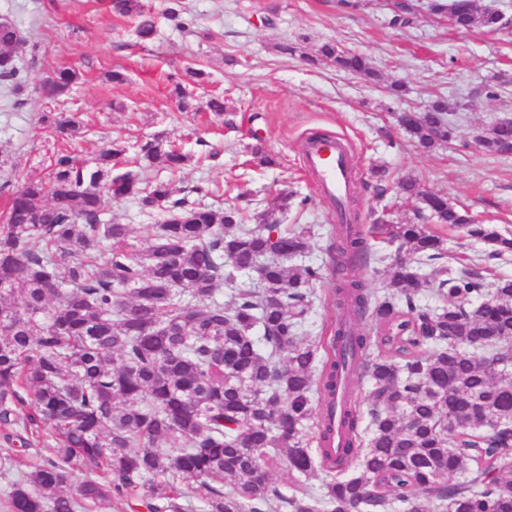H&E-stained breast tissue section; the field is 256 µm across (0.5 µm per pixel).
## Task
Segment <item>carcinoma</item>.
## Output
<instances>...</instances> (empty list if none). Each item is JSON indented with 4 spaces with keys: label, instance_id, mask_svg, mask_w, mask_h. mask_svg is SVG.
<instances>
[{
    "label": "carcinoma",
    "instance_id": "obj_1",
    "mask_svg": "<svg viewBox=\"0 0 512 512\" xmlns=\"http://www.w3.org/2000/svg\"><path fill=\"white\" fill-rule=\"evenodd\" d=\"M112 12L136 21L137 35L158 33L141 0H111ZM455 13L456 28L502 27V15L435 0ZM408 2L392 8V24H411ZM17 27L0 20V87L23 105L25 80L13 51ZM321 57L366 77L369 59L326 43ZM73 69L48 78V98L65 95ZM413 145L430 152L450 140L448 100L424 112L399 113ZM42 121L75 137L81 127L64 113ZM479 146L512 154V119L497 122ZM140 153L164 168L190 157L157 137ZM126 164L111 141L98 165L68 150L51 159V190L14 174L8 211L0 217V423L33 432L50 428L55 458L21 471L9 495L11 512H81L113 497L132 512H512V279L487 291L488 265L512 255V237L476 222L447 197L420 190L407 176L398 193L417 198L439 223L487 246L455 273H419L447 258L444 240L424 224L373 229L409 247L390 263L381 295L351 276L375 257L363 231L341 224L329 249L342 315L327 336H302L313 284L322 268L293 265L310 249V232L285 230L277 214L291 196L277 194L255 213L254 226L230 205L190 200L204 184L175 191ZM138 196L165 215L146 249L126 241L127 224H104L110 201ZM112 241L103 256L100 244ZM241 275L254 289H232ZM433 285L442 305L429 308L420 290ZM481 303L475 306L473 301ZM368 386L366 409L347 390ZM325 414L312 420V401ZM317 430L309 448L307 425ZM344 432L327 447L333 426ZM285 465L296 487L272 481ZM88 475L78 483V471ZM323 475L320 490L307 487ZM192 481L183 491L179 479Z\"/></svg>",
    "mask_w": 512,
    "mask_h": 512
}]
</instances>
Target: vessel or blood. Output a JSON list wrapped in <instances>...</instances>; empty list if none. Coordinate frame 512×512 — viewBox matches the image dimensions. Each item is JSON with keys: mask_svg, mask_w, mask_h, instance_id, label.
<instances>
[{"mask_svg": "<svg viewBox=\"0 0 512 512\" xmlns=\"http://www.w3.org/2000/svg\"><path fill=\"white\" fill-rule=\"evenodd\" d=\"M306 168L320 196L344 201L353 188V168L347 144L339 138L310 139L303 146Z\"/></svg>", "mask_w": 512, "mask_h": 512, "instance_id": "vessel-or-blood-1", "label": "vessel or blood"}]
</instances>
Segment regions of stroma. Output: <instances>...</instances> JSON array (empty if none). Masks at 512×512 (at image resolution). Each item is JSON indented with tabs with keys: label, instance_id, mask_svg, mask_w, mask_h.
Here are the masks:
<instances>
[{
	"label": "stroma",
	"instance_id": "obj_1",
	"mask_svg": "<svg viewBox=\"0 0 512 512\" xmlns=\"http://www.w3.org/2000/svg\"><path fill=\"white\" fill-rule=\"evenodd\" d=\"M193 21L175 28L163 14L170 0H143L159 19V34L139 41L132 19L115 15L110 0H0V19L15 24L27 42L18 58L25 66L22 108H12L0 93V183L12 176V162L34 180H47L55 148L74 150L94 161L105 141L118 140L135 150L159 135L165 143L192 156L183 169L169 171L146 160L134 161L147 180H167L181 188L209 181V204H237L253 210L279 192L291 193L283 227L311 230V262L324 269L315 284L308 315L312 335L334 321L331 296L333 255L329 232L337 224L336 207L318 196L302 154L304 141L321 133L345 140L354 158V192L360 222L372 224V211L388 210L393 223L418 220L417 201L399 199V178H417L423 190L448 196L480 221L512 232V158L484 152L473 141L503 118H512V25L499 33L481 28L456 31L446 16L430 11L429 0H413L410 26L393 27L383 0H360L346 7L338 0H183ZM327 42L367 56L377 79L345 74L318 60ZM295 46V54L284 46ZM204 69L202 84H189L194 111L182 112L172 94L186 68ZM75 69L79 80L70 94L51 103L39 93L57 70ZM124 79L112 81V72ZM402 82V97L391 96L389 83ZM499 84V96L476 95L481 84ZM227 99L233 127L206 108L210 96ZM451 108L450 144L424 153L399 129L396 113L424 109L436 96ZM74 114L82 133L63 139L44 128L40 117L50 110ZM262 145L277 165L254 167L252 146ZM216 160H208L209 151ZM387 173L384 196L373 191L374 169ZM107 221L131 228L135 249L147 245V227L163 216L138 199L110 204ZM448 248L449 269L483 255V243L462 230L438 224ZM55 439L38 431L20 440L0 425V456L37 461L52 457Z\"/></svg>",
	"mask_w": 512,
	"mask_h": 512
}]
</instances>
